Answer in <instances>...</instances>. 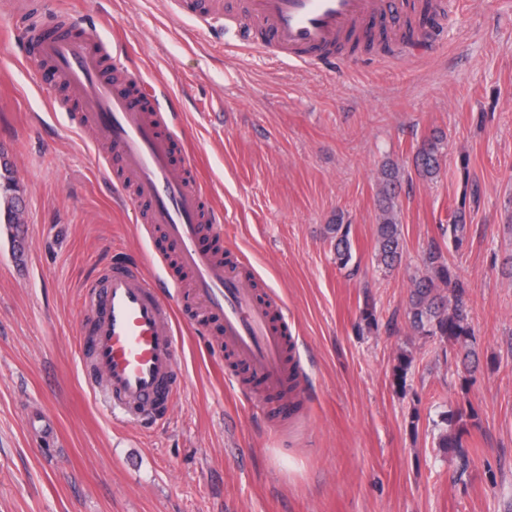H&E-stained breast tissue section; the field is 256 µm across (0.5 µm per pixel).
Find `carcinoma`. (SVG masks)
Listing matches in <instances>:
<instances>
[{
    "mask_svg": "<svg viewBox=\"0 0 512 512\" xmlns=\"http://www.w3.org/2000/svg\"><path fill=\"white\" fill-rule=\"evenodd\" d=\"M385 38H377L371 29H363L350 35L346 44L351 50L364 45L371 47L374 43H384ZM414 166L419 175L427 178L435 177L440 171V142L436 138L424 141L418 147ZM383 189L380 199V223L377 225V261L386 269L400 263L403 252L402 227L396 217L395 189L399 183V169L389 165L382 170ZM12 193L8 198L7 207L0 209V221L5 224L18 223L14 199L17 198V186L13 178L0 183V195ZM466 201L454 209L450 222L440 225L442 236L448 238L455 249L462 248L466 241L465 221ZM329 239L334 251L336 266L348 268L354 259L351 240V225L336 217V223L327 225ZM425 273L412 281L407 302V318L414 333L426 338L440 341H452L466 348L473 341L474 329L468 320L467 307L469 288L459 279L448 264L441 246L431 242L423 254ZM443 421L451 426V431L443 432L436 443L441 451H457L463 447L462 434L466 430L467 421L463 413L445 415Z\"/></svg>",
    "mask_w": 512,
    "mask_h": 512,
    "instance_id": "1",
    "label": "carcinoma"
}]
</instances>
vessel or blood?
I'll return each instance as SVG.
<instances>
[{
  "instance_id": "b4317fda",
  "label": "vessel or blood",
  "mask_w": 512,
  "mask_h": 512,
  "mask_svg": "<svg viewBox=\"0 0 512 512\" xmlns=\"http://www.w3.org/2000/svg\"><path fill=\"white\" fill-rule=\"evenodd\" d=\"M178 15L204 26L222 22L223 0H172ZM40 0L16 10L28 52L52 66V85L66 86L80 102L74 129H92L118 164L114 182H132L148 205L147 223L163 228L183 268L193 275V295L203 311L223 319L224 343L287 410L282 392L290 370L288 331L274 322L243 268L224 264L200 246L202 224H219L221 212L206 209L202 187L174 168L176 134L164 94L143 85L135 68L123 66L95 33H49L34 16ZM242 46L270 44L277 57L304 65L333 60L336 45L373 19L402 28L404 0H241ZM89 313L81 338L83 374L133 422L162 420L175 399L179 378L171 307L141 266L114 263L83 292Z\"/></svg>"
}]
</instances>
